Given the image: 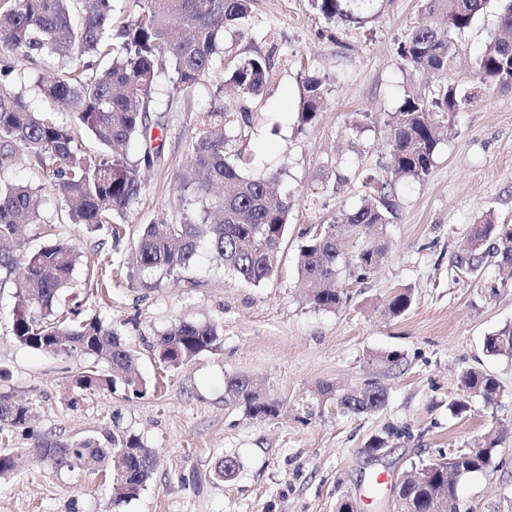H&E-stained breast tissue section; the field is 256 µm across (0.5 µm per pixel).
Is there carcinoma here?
I'll list each match as a JSON object with an SVG mask.
<instances>
[{"label":"carcinoma","mask_w":512,"mask_h":512,"mask_svg":"<svg viewBox=\"0 0 512 512\" xmlns=\"http://www.w3.org/2000/svg\"><path fill=\"white\" fill-rule=\"evenodd\" d=\"M422 21L398 43L397 53L424 78L448 68L454 37L471 27L488 0H420ZM137 10L112 27L115 0H0V167L20 148L31 161L49 171L51 188L67 202L64 219L92 231L110 229L112 242L127 235L132 202L143 188L144 173L153 166L146 147L136 160L134 147L150 134L149 112L162 82L191 91L217 67L227 68L226 82L237 90L227 105L197 113L186 168L178 178L181 217L176 222L152 221L140 226L133 242L136 276L151 289L163 280L194 284L188 273L204 252L232 276L260 286L274 274L281 246L288 237L295 196L274 188L278 175L247 173L242 143L251 135L255 108L262 95L288 66V50L274 33L260 32L264 46L237 53L224 64L219 46L224 33L255 28L252 0H133ZM318 18L338 27L356 20L342 0H311ZM499 28L507 33L487 43L475 62V76L485 85L512 83V0L502 5ZM20 51L33 63L50 68L36 86L42 106L34 111L15 87L12 58ZM86 60L82 68L74 67ZM172 65L170 72L163 64ZM298 130L313 124L326 100V80L308 72ZM471 96L455 85L428 98L408 94L387 121L391 146L389 169L396 178L423 182L435 163L437 147L448 124ZM64 109L70 122L57 118ZM83 135L94 138L101 151L84 154ZM377 203L344 213L332 224H310L302 232L295 287L311 304L334 311L348 295L335 287L342 268L367 278L387 253L385 228L397 215L393 182L370 178ZM44 195L26 185L0 179V271L13 278L16 300L11 332L23 346L56 355L80 353L89 359L75 385L83 392L121 389L146 395L147 382L137 369V354L112 325L99 317L82 316L81 303L64 293L81 254L76 245L54 238V228L40 235L50 241L20 253L23 226L43 224ZM346 226L361 241L352 255L343 251L338 227ZM484 244L455 255L453 266L475 273L493 259L512 278V224H499L488 213L472 226L468 244ZM413 290L392 292L385 313L398 317L409 309ZM219 325L179 321L156 336L153 347L164 367L176 370L203 352L221 348ZM487 355L512 357V323L485 336ZM108 365L105 373L100 364ZM461 389L479 396L488 407L499 406L505 389L493 375L465 370ZM315 391L353 415L372 414L388 401L387 391L370 384L360 390L322 382ZM226 401L244 408L251 419H273L279 400L254 387L252 379L224 380ZM324 401L307 397L300 403L302 421L322 414ZM29 407L0 390V434L23 429L33 438L42 459L69 470L111 469L112 505L137 497L150 479L155 459L141 437L115 427L104 440L68 441L28 426ZM497 438L480 448H465L449 458L420 459L404 471L400 512H462L457 481L496 469ZM240 462L224 457L216 465L225 482L235 479Z\"/></svg>","instance_id":"carcinoma-1"}]
</instances>
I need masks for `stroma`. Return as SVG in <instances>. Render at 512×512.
<instances>
[{"instance_id": "35a3bbf8", "label": "stroma", "mask_w": 512, "mask_h": 512, "mask_svg": "<svg viewBox=\"0 0 512 512\" xmlns=\"http://www.w3.org/2000/svg\"><path fill=\"white\" fill-rule=\"evenodd\" d=\"M500 0H492L472 26L455 38V59L430 81L398 56V42L421 19L418 0H366L362 24L336 31L314 13L310 0H256L261 28L285 44L290 62L267 91L252 137L244 144L253 169L278 172L294 191L281 261L270 280L255 287L225 275L202 256L181 288L165 282L151 290L129 278L131 245L139 225L180 218L176 180L188 162L198 111L210 107L221 72L189 93H162L151 107L156 126L149 144L159 157L129 213V233L113 246L107 230L88 232L64 224L61 238L82 251V268L70 290L84 315L100 316L139 355V370L152 391L83 394L71 378L83 355L57 356L17 343L10 325L12 282H0V370L15 398L31 410L30 426L61 439L98 437L120 414L125 429L140 435L157 463L138 497L117 512H336L343 495L360 512H396L393 483L418 459H438L459 448L480 446L497 434L496 470L459 483L466 512H512V358L485 353L486 335L512 323V279L495 264L456 278L449 261L486 213L512 224V85L480 86L476 55L499 34ZM325 77L332 92L317 121L297 133L301 70ZM458 85L475 99L460 110L421 183L395 185L397 217L387 225L389 253L363 281L342 273L349 296L334 312L315 309L295 286L300 233L357 209L390 161L385 122L407 92ZM0 178L40 189L46 216L63 214L45 171L15 154ZM112 252V291L101 294L83 268ZM409 287L414 301L405 315L385 316L382 303ZM215 321L223 346L171 373H163L153 339L178 321ZM400 357L389 366V353ZM477 368L495 375L507 395L497 408L471 398L467 412L449 409L459 375ZM244 375L282 400L281 416L248 418L224 397V379ZM322 381L350 388L370 382L386 387V406L371 415L340 412L328 402L321 416L297 421L293 405ZM397 434L389 452L372 460L371 436ZM16 469L0 479V512H108L112 478L58 468L37 457L31 439L13 433ZM238 457L234 481L214 474L225 456Z\"/></svg>"}]
</instances>
